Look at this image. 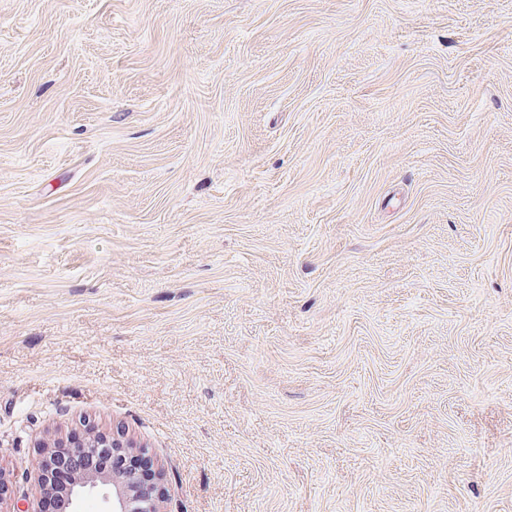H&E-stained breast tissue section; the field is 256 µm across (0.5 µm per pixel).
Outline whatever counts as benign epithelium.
I'll return each mask as SVG.
<instances>
[{
    "label": "benign epithelium",
    "mask_w": 512,
    "mask_h": 512,
    "mask_svg": "<svg viewBox=\"0 0 512 512\" xmlns=\"http://www.w3.org/2000/svg\"><path fill=\"white\" fill-rule=\"evenodd\" d=\"M57 466L56 456L47 451L36 461V470L41 479L51 475ZM139 477L134 473L112 476V484L86 477L71 487L60 504L59 512H80L78 504L102 495L108 507L101 512H162L163 497L157 492L138 491Z\"/></svg>",
    "instance_id": "benign-epithelium-1"
}]
</instances>
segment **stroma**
I'll use <instances>...</instances> for the list:
<instances>
[{"label":"stroma","mask_w":512,"mask_h":512,"mask_svg":"<svg viewBox=\"0 0 512 512\" xmlns=\"http://www.w3.org/2000/svg\"><path fill=\"white\" fill-rule=\"evenodd\" d=\"M87 421L165 512H512V0H0V512Z\"/></svg>","instance_id":"35a3bbf8"}]
</instances>
